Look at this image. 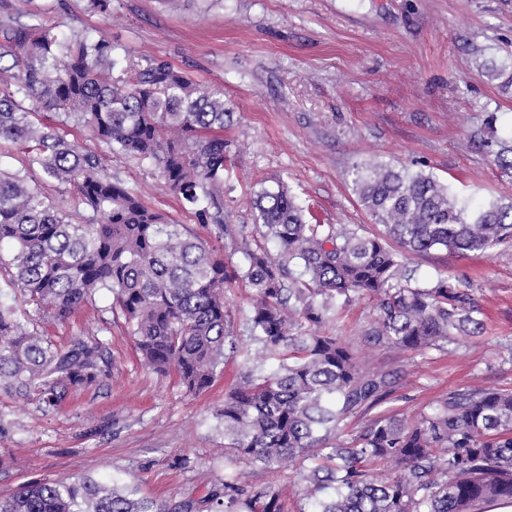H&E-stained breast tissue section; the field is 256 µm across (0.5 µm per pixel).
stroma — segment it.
Segmentation results:
<instances>
[{
    "label": "stroma",
    "mask_w": 512,
    "mask_h": 512,
    "mask_svg": "<svg viewBox=\"0 0 512 512\" xmlns=\"http://www.w3.org/2000/svg\"><path fill=\"white\" fill-rule=\"evenodd\" d=\"M40 22L64 34L105 37L137 61L163 59L195 80L223 87L233 120L224 129V220L244 235L216 239L164 187L154 168L116 157L84 127L62 132L148 206L215 244L228 266L254 247L251 198L261 187L290 189L312 224L378 233L353 189L355 166L374 163L431 172L460 204L475 209L512 200V174L488 141L512 130V0H35ZM13 248L0 246V302L14 306L59 347L75 336L105 343L112 365L98 385L70 389L58 408L0 388V498L20 484L70 475L119 477L157 503L198 499L224 481V431L215 413L255 358L247 312L253 290L224 285L227 329L237 351L207 391L190 395L176 375L142 365L112 295L97 294L66 323L11 283ZM418 285L469 281L485 330L448 350L422 354L363 340L375 303L356 298L325 329L346 337L400 379L351 429L384 413L420 416L450 391L481 379L512 389V247L491 255L433 250L409 256ZM240 482L279 492L285 512H307L306 484L290 469L241 467Z\"/></svg>",
    "instance_id": "stroma-1"
}]
</instances>
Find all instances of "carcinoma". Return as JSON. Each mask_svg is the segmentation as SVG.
<instances>
[{"instance_id":"1","label":"carcinoma","mask_w":512,"mask_h":512,"mask_svg":"<svg viewBox=\"0 0 512 512\" xmlns=\"http://www.w3.org/2000/svg\"><path fill=\"white\" fill-rule=\"evenodd\" d=\"M32 0L0 14V142L24 154V167L0 168V244L13 246V284L65 322L107 290L145 365L179 375L196 394L215 381L226 353L224 283L254 290L250 335L263 359L245 362L238 386L217 413L224 428V485L202 500L205 512H282L279 494L249 490L239 464L298 465L310 512H475L512 503V391L477 379L418 418L384 415L350 434L348 421L384 402L398 372L372 367L340 336L320 332L338 302L367 296L377 316L365 340L406 352L444 350L477 337L480 308L467 281L411 283L407 255L445 249L491 253L512 246V202L470 214L433 174L389 164L358 167L353 186L381 233L309 224L285 188L254 193L256 229L278 246L224 258L183 224L144 204L112 178L96 155L66 140L82 125L114 155L157 170L181 206L216 238L244 233L224 223V90L164 60L140 63L104 38L64 36L35 15ZM121 74L114 75L116 68ZM55 112L59 123L39 121ZM496 162L512 170V147L495 140ZM74 189L88 216L73 220L43 192ZM111 360L99 340L55 348L24 316L0 303V386L35 392L48 408L71 387L100 382ZM162 506L117 479L32 481L0 499V512H193Z\"/></svg>"}]
</instances>
